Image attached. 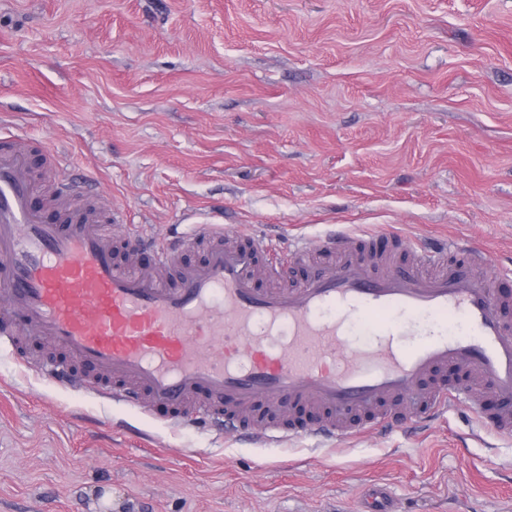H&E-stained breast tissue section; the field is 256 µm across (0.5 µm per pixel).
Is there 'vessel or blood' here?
<instances>
[{
    "label": "vessel or blood",
    "mask_w": 512,
    "mask_h": 512,
    "mask_svg": "<svg viewBox=\"0 0 512 512\" xmlns=\"http://www.w3.org/2000/svg\"><path fill=\"white\" fill-rule=\"evenodd\" d=\"M54 207L52 222L34 202L27 152L0 141V287L16 312L0 321V341L50 339L71 364L106 375L102 391L112 399L146 398L180 416L201 393L196 414L215 431H254L264 440L307 434L285 416L300 402L329 410L317 434L337 439L418 422L462 401L482 423L512 435V299L483 276L484 253L439 240L417 249L416 264L389 267L379 244H399L398 234L325 235L290 253H335L336 265L295 288L261 289L254 273L271 246L260 239L226 247L209 224L190 225L163 250L129 238L131 250L153 252L160 267L212 239L203 264L166 284L115 261L99 215L78 195L62 192ZM367 318L379 321L373 339L337 360ZM418 322L430 331L401 346L399 337L413 335ZM70 366L48 373L70 387ZM449 370L469 376L470 388L431 386ZM486 386L500 401L490 412L478 397ZM259 401L268 414L258 429L251 409ZM357 412L365 424L352 423Z\"/></svg>",
    "instance_id": "1"
}]
</instances>
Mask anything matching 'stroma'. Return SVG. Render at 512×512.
Returning a JSON list of instances; mask_svg holds the SVG:
<instances>
[{
  "mask_svg": "<svg viewBox=\"0 0 512 512\" xmlns=\"http://www.w3.org/2000/svg\"><path fill=\"white\" fill-rule=\"evenodd\" d=\"M52 149L38 202L97 187L113 245L210 215L275 249L392 228L486 251L512 290V0H0V138ZM0 347V512H512V437L464 406L259 445L75 392Z\"/></svg>",
  "mask_w": 512,
  "mask_h": 512,
  "instance_id": "stroma-1",
  "label": "stroma"
}]
</instances>
